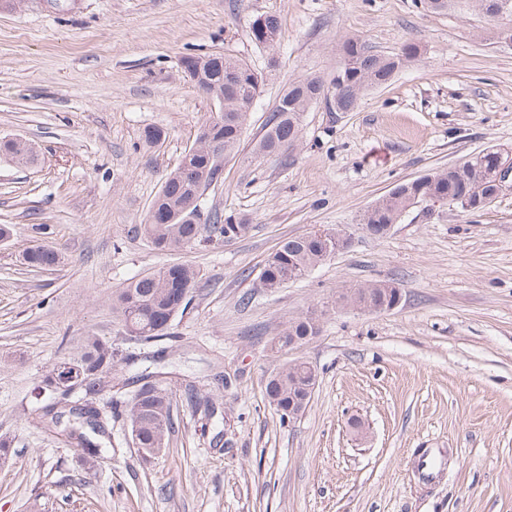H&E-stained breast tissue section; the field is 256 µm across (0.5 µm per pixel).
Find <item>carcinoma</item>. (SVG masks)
<instances>
[{"mask_svg":"<svg viewBox=\"0 0 512 512\" xmlns=\"http://www.w3.org/2000/svg\"><path fill=\"white\" fill-rule=\"evenodd\" d=\"M420 5L432 12L479 11L483 13L496 37L512 33V0H420ZM275 19L267 17L255 21L249 29V38L258 45H268L276 35ZM418 48L413 43L404 45L393 56L373 53L364 44L349 39L344 45V61L332 82L330 104L338 112L353 110L361 95L370 88L387 84L400 69L413 63ZM201 69L210 82L224 93L229 104L236 101L253 104L260 96L263 78L258 71L241 59L224 57V62L212 60L201 63ZM325 94V85L315 76H307L293 83L281 96L266 123L259 150L275 152L292 145L297 139L301 117L312 101ZM246 112H224L213 126L212 144L198 143L197 151L183 156L178 167L164 181L161 191L152 202L146 223L140 225L142 235L159 252L191 248L213 239L231 241L243 236L248 225L240 224L218 211L198 205L192 195L218 179L224 158L239 146ZM0 153L11 157L19 165L34 162V147L22 140L0 141ZM494 148H486L466 160L451 173L430 174L432 182L418 180L402 182L387 195L379 198L360 216L359 223L397 224L403 215L422 197L430 193L463 206L459 199L475 191L480 178L487 177ZM327 244L311 238V233L286 239L266 260L261 271L268 289L282 287L288 280L302 277L320 265ZM32 268H50L60 263L54 249L36 245L23 256ZM201 288L200 271L186 263L161 267L153 273L132 280L112 296V312L120 320L124 332L134 333L144 340L160 339L169 335L176 315L190 304L193 294ZM311 324L300 317L288 322L278 334L279 348L288 349V341L303 340ZM117 350L112 342L96 336H87L67 357L89 378V389H94L103 377L112 372ZM305 372L279 367L266 381L265 397L274 399L281 409V418L288 417V390L299 389ZM144 383L126 405V419L130 432L136 434L137 448H165L171 418L173 395L162 386L140 375ZM45 415L54 427L75 441L90 454H105L112 445H102L90 439L89 434L106 435V422L100 410L88 401L65 398L63 410L49 407Z\"/></svg>","mask_w":512,"mask_h":512,"instance_id":"obj_1","label":"carcinoma"}]
</instances>
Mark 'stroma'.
<instances>
[{
    "instance_id": "1",
    "label": "stroma",
    "mask_w": 512,
    "mask_h": 512,
    "mask_svg": "<svg viewBox=\"0 0 512 512\" xmlns=\"http://www.w3.org/2000/svg\"><path fill=\"white\" fill-rule=\"evenodd\" d=\"M278 23L273 47L248 36ZM420 55L350 112L313 102L298 141L257 143L281 95L306 76L331 84L345 40ZM226 54L263 75L240 146L205 200L250 224L245 237L161 253L142 236L167 175L217 104L185 78L187 56ZM0 512H512V178L477 214L420 204L382 238L360 215L397 184L493 147L512 159V46L474 13L414 0H0ZM341 229L351 248L269 290L258 277L288 237ZM41 243L62 261L34 271ZM169 263L203 286L171 339L135 341L112 294ZM394 282L401 302L372 314L333 308L338 291ZM323 311L319 334L274 352L288 320ZM106 338L124 360L91 400L112 452L87 467L63 442L37 386L69 344ZM303 359L318 383L281 419L268 376ZM173 392L163 456L143 464L123 403L143 370ZM364 421L357 436L351 419ZM449 462L421 481V449ZM0 153L11 157L19 165L30 164L36 157V151L31 144L17 139L1 140Z\"/></svg>"
}]
</instances>
